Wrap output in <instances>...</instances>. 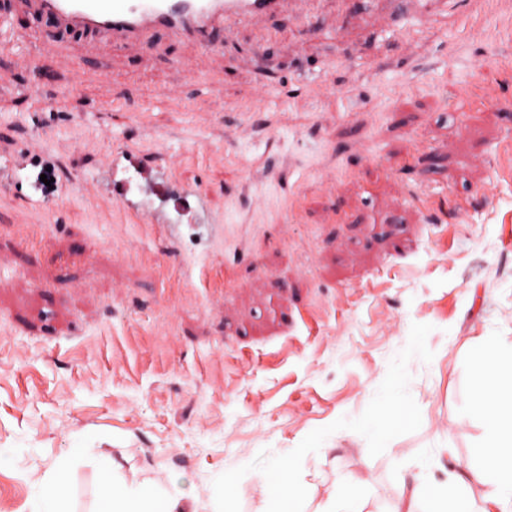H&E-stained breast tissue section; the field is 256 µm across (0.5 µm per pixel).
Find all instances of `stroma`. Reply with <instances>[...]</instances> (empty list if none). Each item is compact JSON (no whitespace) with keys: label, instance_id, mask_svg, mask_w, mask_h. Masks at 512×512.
<instances>
[{"label":"stroma","instance_id":"1","mask_svg":"<svg viewBox=\"0 0 512 512\" xmlns=\"http://www.w3.org/2000/svg\"><path fill=\"white\" fill-rule=\"evenodd\" d=\"M385 9L298 0L208 47L11 15L0 512H29L63 464L73 512H97L107 472L187 512H220L241 471L236 512H264L279 468L302 512L348 485L395 512L432 454L437 479L463 472L472 351L512 342V0ZM485 77L490 108L469 92ZM47 163L64 192L31 201ZM393 375L412 424L383 445L345 432Z\"/></svg>","mask_w":512,"mask_h":512}]
</instances>
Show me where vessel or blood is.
<instances>
[{"label":"vessel or blood","instance_id":"1","mask_svg":"<svg viewBox=\"0 0 512 512\" xmlns=\"http://www.w3.org/2000/svg\"><path fill=\"white\" fill-rule=\"evenodd\" d=\"M290 0H25L34 18L117 45L158 39L205 46L244 20L266 21Z\"/></svg>","mask_w":512,"mask_h":512}]
</instances>
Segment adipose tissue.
Masks as SVG:
<instances>
[{"instance_id":"adipose-tissue-1","label":"adipose tissue","mask_w":512,"mask_h":512,"mask_svg":"<svg viewBox=\"0 0 512 512\" xmlns=\"http://www.w3.org/2000/svg\"><path fill=\"white\" fill-rule=\"evenodd\" d=\"M474 359L477 372L465 419L479 421L484 429L474 458L465 474L438 480L432 474L433 460L422 463L423 474L414 487L402 512H488L496 505L500 512H512V342L497 336L483 337ZM398 382H390L383 396L382 412L351 423L349 432L360 435L370 444L386 443L391 435L384 416L410 423L409 407L400 398ZM484 481L488 489L482 502L466 496L468 477ZM270 504L269 512H297L304 489L292 473L263 484ZM178 499L144 485L130 489L126 483L105 479L98 512H175Z\"/></svg>"}]
</instances>
